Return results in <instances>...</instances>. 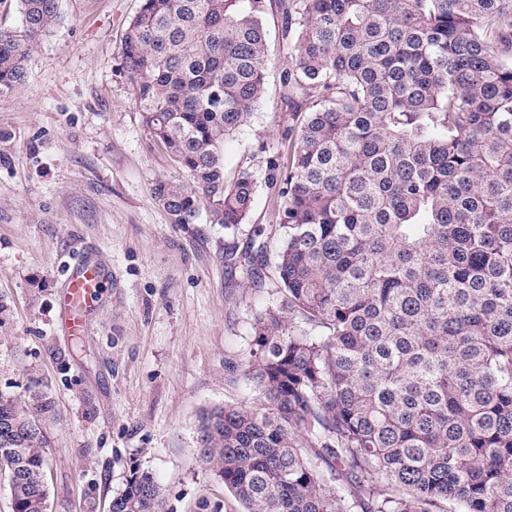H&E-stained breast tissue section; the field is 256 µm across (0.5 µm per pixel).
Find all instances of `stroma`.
<instances>
[{"label": "stroma", "mask_w": 512, "mask_h": 512, "mask_svg": "<svg viewBox=\"0 0 512 512\" xmlns=\"http://www.w3.org/2000/svg\"><path fill=\"white\" fill-rule=\"evenodd\" d=\"M139 6L60 0L24 84L0 97V394L40 390L55 403L49 512H107L133 461L161 485L162 512H241L201 465L197 426L203 409L248 398L227 366L246 361L252 315L277 298L273 263L255 284L225 255L249 251L258 228L278 244L280 200L264 178L288 155L292 50L280 0H264L267 91L224 145L227 175L260 180L246 223L174 224L152 184L177 171L120 68ZM89 255L112 276L77 339L58 295L64 263Z\"/></svg>", "instance_id": "obj_1"}]
</instances>
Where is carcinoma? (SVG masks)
<instances>
[{"mask_svg": "<svg viewBox=\"0 0 512 512\" xmlns=\"http://www.w3.org/2000/svg\"><path fill=\"white\" fill-rule=\"evenodd\" d=\"M288 160L272 161L278 297L245 364L259 403L203 410L201 462L244 512H512V0H280ZM0 97L61 20L18 0ZM263 0H141L121 65L179 170L153 194L173 224L234 230L257 179L224 142L266 91ZM263 229L241 256L253 279ZM54 418L0 396L14 512H48ZM134 462L110 512H161Z\"/></svg>", "mask_w": 512, "mask_h": 512, "instance_id": "obj_1", "label": "carcinoma"}]
</instances>
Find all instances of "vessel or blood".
Masks as SVG:
<instances>
[{"instance_id": "obj_1", "label": "vessel or blood", "mask_w": 512, "mask_h": 512, "mask_svg": "<svg viewBox=\"0 0 512 512\" xmlns=\"http://www.w3.org/2000/svg\"><path fill=\"white\" fill-rule=\"evenodd\" d=\"M105 276V267L91 257L69 270L59 297L68 335L84 332L89 305L97 297Z\"/></svg>"}]
</instances>
